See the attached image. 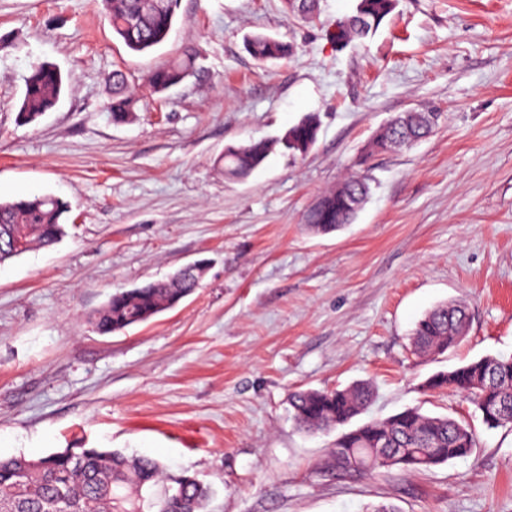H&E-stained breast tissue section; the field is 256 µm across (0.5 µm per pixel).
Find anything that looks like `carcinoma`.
Masks as SVG:
<instances>
[{
    "label": "carcinoma",
    "instance_id": "obj_1",
    "mask_svg": "<svg viewBox=\"0 0 512 512\" xmlns=\"http://www.w3.org/2000/svg\"><path fill=\"white\" fill-rule=\"evenodd\" d=\"M178 0H95L113 33L132 52L143 53L162 44L173 26ZM398 0H357L353 14L338 24L336 40L347 45L375 35L396 9ZM286 10L309 21L317 18L319 0H285ZM248 52L260 61L283 60L292 47L276 38L257 34ZM200 52L189 45L176 57L156 66L144 86L162 94L201 71ZM112 96L107 109L122 121L135 111L140 98L128 89L125 74L108 75ZM64 85L52 63L33 66L25 77L18 119L36 121L57 103ZM434 131L426 112H405L395 117L392 129L381 130L370 141L367 155L411 146ZM313 115L288 128L279 139L293 153H305L317 139ZM272 144L266 140L229 145L224 169L251 174L266 160ZM370 194L367 176L355 172L325 192L306 216L308 226L330 233L354 221ZM69 205L44 195L0 202V263L35 246L48 247L64 235ZM201 273L149 282L118 291L88 317L101 334L122 331L176 307L199 288ZM469 309L463 301L439 304L415 323L412 348L423 358L453 351L465 339ZM428 390L450 391L468 399L481 412L489 429L512 425V356L485 355L439 371L424 383ZM373 398L366 382L343 389L297 390L290 395L291 416L300 429L322 433L338 429L361 415ZM343 448L351 449L353 470L369 476L398 470L418 473L449 461L466 458L476 448L470 425L446 415H426L405 409L385 420H371L340 434ZM212 489L196 477L181 475L167 485L163 465L148 456H128L103 448H66L37 459L0 458V512H206Z\"/></svg>",
    "mask_w": 512,
    "mask_h": 512
}]
</instances>
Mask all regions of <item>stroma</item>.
Here are the masks:
<instances>
[{
    "mask_svg": "<svg viewBox=\"0 0 512 512\" xmlns=\"http://www.w3.org/2000/svg\"><path fill=\"white\" fill-rule=\"evenodd\" d=\"M356 0L316 21L283 0H180L167 41L129 52L93 0H0V200H67L66 236L0 264V456L64 448L145 454L211 485L208 512H512V428L486 429L465 398L424 381L486 354L512 355V0H398L377 33L337 49ZM290 42L261 63L246 39ZM198 45L206 70L126 120L107 76L140 90L148 71ZM65 89L36 122L17 115L31 65ZM442 113L421 142L366 156L411 110ZM303 155L274 148L249 177L224 148L269 140L307 114ZM361 170L353 224L317 234L305 216ZM201 286L148 322L99 334L112 293L199 259ZM463 300L462 345L426 361L415 322ZM370 382L366 419L408 407L467 421L472 456L422 473L336 467V435L289 417L296 389Z\"/></svg>",
    "mask_w": 512,
    "mask_h": 512,
    "instance_id": "1",
    "label": "stroma"
}]
</instances>
